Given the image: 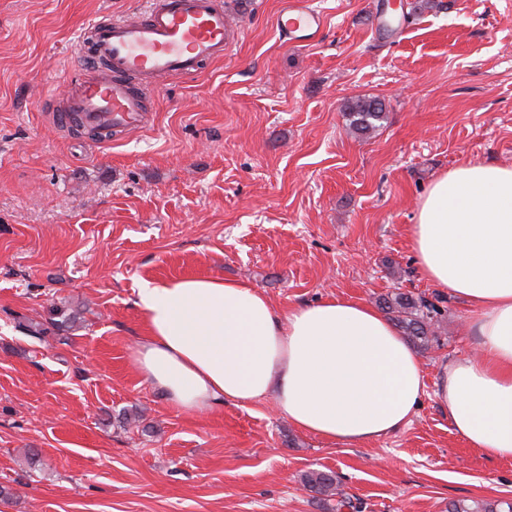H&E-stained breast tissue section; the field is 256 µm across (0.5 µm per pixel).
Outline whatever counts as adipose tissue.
Returning a JSON list of instances; mask_svg holds the SVG:
<instances>
[{"label":"adipose tissue","instance_id":"ef3b65f1","mask_svg":"<svg viewBox=\"0 0 512 512\" xmlns=\"http://www.w3.org/2000/svg\"><path fill=\"white\" fill-rule=\"evenodd\" d=\"M410 237L423 277L463 300L479 358L444 361L427 384L418 356L378 309L330 297L277 311L252 283L144 281L145 381L186 411L267 398L298 429L343 446L406 427L425 396L491 459H512V168L468 163L436 177Z\"/></svg>","mask_w":512,"mask_h":512}]
</instances>
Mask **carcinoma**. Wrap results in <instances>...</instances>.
Returning a JSON list of instances; mask_svg holds the SVG:
<instances>
[{"mask_svg": "<svg viewBox=\"0 0 512 512\" xmlns=\"http://www.w3.org/2000/svg\"><path fill=\"white\" fill-rule=\"evenodd\" d=\"M348 128L360 138H369L382 127L386 119L382 100L375 97H358L348 106ZM443 299L429 300L411 292L399 290L378 299V306L389 316L403 335L427 350L438 343V330L445 307ZM76 318V312L55 307L51 311L50 325L60 329ZM304 487L313 497L332 512L343 508H355L352 501L343 495L340 477L330 470H312L302 477ZM448 512H512L511 501L457 500L448 505Z\"/></svg>", "mask_w": 512, "mask_h": 512, "instance_id": "1", "label": "carcinoma"}]
</instances>
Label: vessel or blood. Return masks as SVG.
I'll list each match as a JSON object with an SVG mask.
<instances>
[{
  "label": "vessel or blood",
  "instance_id": "b4317fda",
  "mask_svg": "<svg viewBox=\"0 0 512 512\" xmlns=\"http://www.w3.org/2000/svg\"><path fill=\"white\" fill-rule=\"evenodd\" d=\"M281 31L313 36L321 13L309 0H287ZM229 18L217 0H147L142 16L92 25L87 75L78 80L62 111L90 127L121 133L138 127L158 79L191 75L223 58Z\"/></svg>",
  "mask_w": 512,
  "mask_h": 512
}]
</instances>
